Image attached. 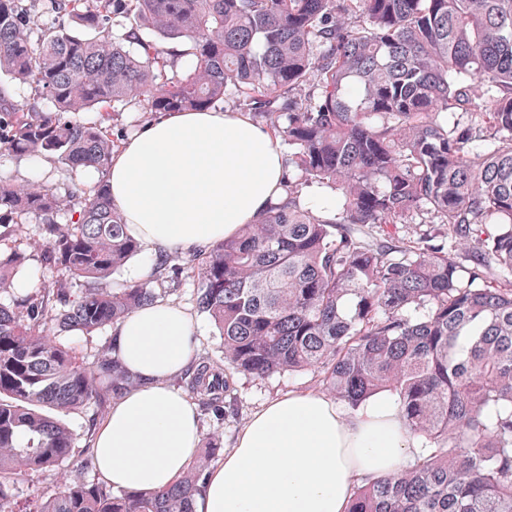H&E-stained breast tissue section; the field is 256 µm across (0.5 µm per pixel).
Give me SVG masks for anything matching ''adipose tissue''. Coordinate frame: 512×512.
I'll use <instances>...</instances> for the list:
<instances>
[{"label":"adipose tissue","instance_id":"adipose-tissue-1","mask_svg":"<svg viewBox=\"0 0 512 512\" xmlns=\"http://www.w3.org/2000/svg\"><path fill=\"white\" fill-rule=\"evenodd\" d=\"M276 139L249 115L173 112L113 154L109 189L129 234L153 253L203 249L234 235L283 194ZM113 346L140 378L94 430L95 469L116 491H153L185 472L201 437L196 406L172 386L196 358L193 321L164 301L114 324ZM411 435L389 398L345 414L293 391L255 411L210 469L195 512H347L362 478L400 471Z\"/></svg>","mask_w":512,"mask_h":512}]
</instances>
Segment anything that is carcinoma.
<instances>
[{
  "label": "carcinoma",
  "instance_id": "carcinoma-1",
  "mask_svg": "<svg viewBox=\"0 0 512 512\" xmlns=\"http://www.w3.org/2000/svg\"><path fill=\"white\" fill-rule=\"evenodd\" d=\"M35 2L0 0V73L53 108L20 109L1 86L0 152L101 178L0 180V291L13 293L0 303V475L59 465L75 442L61 416L139 384L115 350L90 365L53 335L90 336L183 273L165 257L148 279L101 287L142 251L111 201L110 122L231 97L291 147L287 197L190 253L225 368L201 361L188 387L217 417L236 374L313 368L353 409L385 392L423 449L364 480L348 512H512V282H499L512 274V0H47L61 22L33 40ZM146 29L180 49L163 56ZM450 112L479 121L451 126ZM313 187L336 210L315 209ZM30 218L40 268L78 297L15 290L29 255L3 245ZM416 219L467 240L470 264L435 231L392 234ZM220 445L206 439L166 489L82 483L28 512H194Z\"/></svg>",
  "mask_w": 512,
  "mask_h": 512
}]
</instances>
